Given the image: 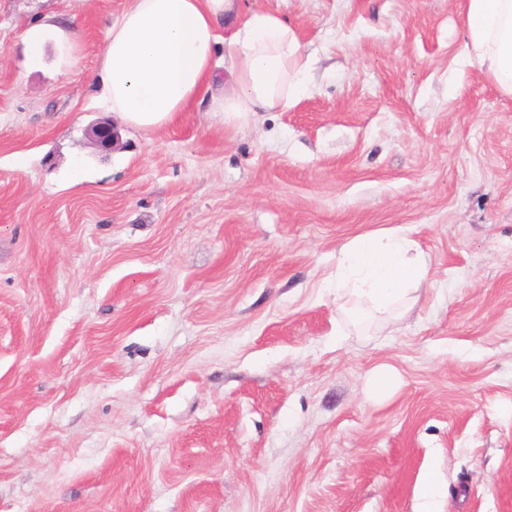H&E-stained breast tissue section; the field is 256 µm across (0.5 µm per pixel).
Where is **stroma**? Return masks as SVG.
Wrapping results in <instances>:
<instances>
[{
    "label": "stroma",
    "mask_w": 512,
    "mask_h": 512,
    "mask_svg": "<svg viewBox=\"0 0 512 512\" xmlns=\"http://www.w3.org/2000/svg\"><path fill=\"white\" fill-rule=\"evenodd\" d=\"M241 3L295 26L308 92L105 154L130 0H0V512H416L430 471L439 512H512V97L460 66L461 0ZM397 225L428 282L356 324L327 282ZM93 145L102 152H111L119 141V136L112 124L102 122L93 126L89 131ZM397 383L396 371L388 365H380L371 372L367 391L372 398L388 396Z\"/></svg>",
    "instance_id": "1"
}]
</instances>
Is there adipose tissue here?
Returning <instances> with one entry per match:
<instances>
[{
    "label": "adipose tissue",
    "instance_id": "obj_1",
    "mask_svg": "<svg viewBox=\"0 0 512 512\" xmlns=\"http://www.w3.org/2000/svg\"><path fill=\"white\" fill-rule=\"evenodd\" d=\"M461 65L477 64L512 96V0H463ZM223 59H216L217 46ZM295 28L238 0H132L99 48L98 102L127 124L159 128L179 112L287 110L307 89ZM429 261L401 226L342 249L332 285L355 320L400 316L417 301Z\"/></svg>",
    "mask_w": 512,
    "mask_h": 512
}]
</instances>
